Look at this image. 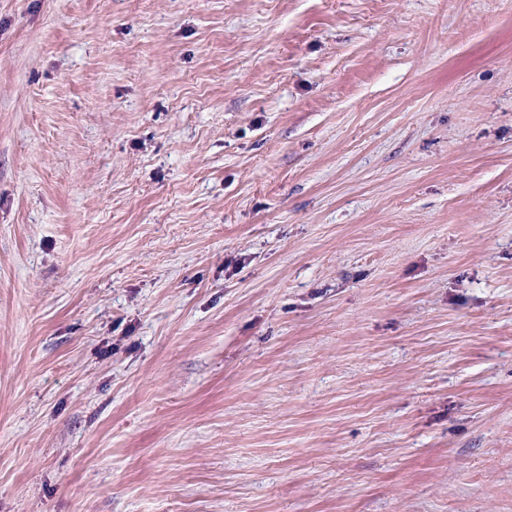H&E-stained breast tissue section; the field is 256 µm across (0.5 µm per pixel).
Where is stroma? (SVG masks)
Listing matches in <instances>:
<instances>
[{"label":"stroma","mask_w":512,"mask_h":512,"mask_svg":"<svg viewBox=\"0 0 512 512\" xmlns=\"http://www.w3.org/2000/svg\"><path fill=\"white\" fill-rule=\"evenodd\" d=\"M0 512H512V0H0Z\"/></svg>","instance_id":"35a3bbf8"}]
</instances>
